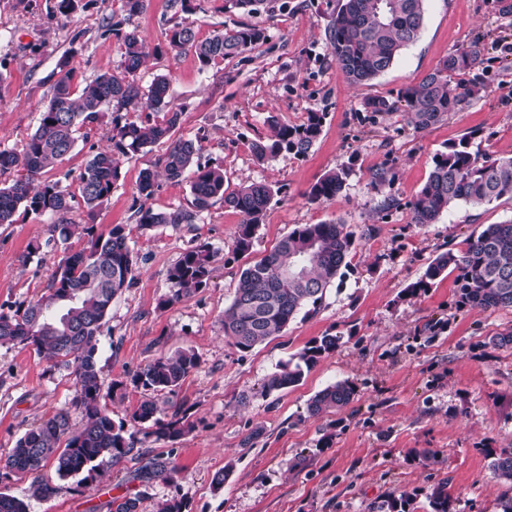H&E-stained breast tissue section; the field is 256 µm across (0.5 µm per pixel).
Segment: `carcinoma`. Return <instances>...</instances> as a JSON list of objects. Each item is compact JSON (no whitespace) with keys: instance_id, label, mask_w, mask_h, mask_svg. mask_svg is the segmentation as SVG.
<instances>
[{"instance_id":"cac0c4a2","label":"carcinoma","mask_w":512,"mask_h":512,"mask_svg":"<svg viewBox=\"0 0 512 512\" xmlns=\"http://www.w3.org/2000/svg\"><path fill=\"white\" fill-rule=\"evenodd\" d=\"M276 0H224V11L274 12ZM144 0H124L122 20L104 24V33L118 32L131 24L143 10ZM425 0H338L330 15L329 43L336 65L352 86L362 85L387 71L400 54L420 36L424 25ZM266 40L264 29L242 25L215 32L199 41L192 26L176 23L166 33L171 51L191 50L205 69L224 59L237 57ZM123 60L118 72H103L75 94V73L68 59L57 62L58 78L50 99L41 112L39 124L29 136L22 153L0 149V174L23 166L25 176L0 186V224L15 223L18 211L46 217L67 242L74 235L87 239L75 252L64 251L47 292L39 299L16 308H0V344L32 346L37 354L71 370L75 380L72 405L84 423L74 429L66 411H58L21 436L5 458L0 470L8 473L38 474L53 463L61 478L99 473L98 460L117 464L133 450L134 437L125 423L114 422L101 405L105 386L98 366L99 336L112 308V301L134 282L138 267L123 224L99 232L93 224H73L67 218L74 196L60 180H39L44 171L62 163L76 146L78 128L97 121L102 112H112V147L91 154L79 175L80 193L89 212L96 211L112 194L119 178L118 156L133 157L157 143H168L161 158L166 179L179 182L192 173L189 207L156 210L148 204L157 189V174L144 169L137 183L135 222L143 230L171 224H193L217 200L241 216L235 249L241 254L252 248L254 235L263 223L277 191L266 182H253L229 194L224 191V170L201 163L202 140L173 137L182 118L174 104L167 74L154 76L144 87L136 73L150 55V47L132 28L123 34ZM484 45L478 41L448 54L419 83L400 91L397 99L372 98L364 102L375 114L388 115L405 103L408 122L426 130L448 117V113L471 104L480 96L484 81L479 66ZM165 112L160 124L149 118H130L145 110ZM270 136L252 144L256 160L265 163L286 151L304 156L321 134L324 114L312 112L300 126L284 124L277 116L266 118ZM351 170L340 166L326 172L311 187L308 199L326 202L339 196ZM512 200V157H480L469 150V142L450 146L440 155L424 186L410 203V223L435 224L440 217L464 202L473 207ZM354 245L345 225L302 224L263 258L241 272L232 302L224 308V337L236 348L249 351L271 336L282 333L289 322L306 307L317 306L326 289L347 265ZM216 253L206 244L186 250L168 270L171 295L166 303L188 299L207 285ZM457 272L455 283L463 306L496 309L512 307V219L489 224L471 237L466 250L437 255L417 284L428 286L447 271ZM71 292L75 303L56 300ZM340 337L325 334L295 354L262 384L261 394L296 385L304 370L336 350ZM200 364L192 350H178L159 357L137 371L135 386L145 391H174ZM354 387L337 382L312 397L307 411L312 416L330 413L348 405ZM135 423H150L152 433L172 440L185 433V414L174 411L165 419L151 399H144L132 413ZM494 476L512 488V448L490 452ZM179 468L171 455L141 456L133 479L149 484L157 479L173 483ZM431 512H453L446 485L431 489ZM140 495L125 494L106 502L108 512H139ZM0 512H28L21 498L0 492Z\"/></svg>"}]
</instances>
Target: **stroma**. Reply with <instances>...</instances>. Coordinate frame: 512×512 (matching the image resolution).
<instances>
[{
  "instance_id": "stroma-1",
  "label": "stroma",
  "mask_w": 512,
  "mask_h": 512,
  "mask_svg": "<svg viewBox=\"0 0 512 512\" xmlns=\"http://www.w3.org/2000/svg\"><path fill=\"white\" fill-rule=\"evenodd\" d=\"M499 0H427L419 39L385 73L349 86L332 57L328 0H285L274 14L225 12L224 0H191L177 14L169 0H144L134 18L140 35L155 47L137 74L172 77L174 102L183 109L177 135L200 137L202 159L224 168V188L266 181L279 187L250 254L235 250L240 215L216 202L198 223L142 230L132 215L141 170L157 166L165 144L122 159L109 199L96 213L79 201V174L93 149L108 144L111 113L76 134L74 151L46 170L62 179L76 200L69 219L105 231L125 225L138 255L139 275L112 303L100 337L98 365L114 384L104 400L114 421L128 420L145 398L133 374L146 363L182 349L200 365L171 393L156 394L162 410L176 406L193 429L177 440L136 433L134 455L120 463L103 460L100 478H58L46 467L56 495L33 494L34 479L0 477V492L24 499L29 512H94L95 506L128 493L141 496L140 512L183 500L185 512H374L384 500L407 493L413 512H428L426 495L448 486L454 512H496L508 491L494 478L488 450L512 447V345L491 336L512 331V307L471 309L458 302L454 275L406 295L440 253L465 251L472 234L512 219V201L472 208L456 206L437 223L411 224L408 204L420 191L437 157L469 139L470 148L494 158L512 156V30L501 28ZM57 0H0V147L21 150L39 123L68 56L76 88L102 72L119 70L123 42L101 33L104 19L121 18L122 0H78L69 16ZM193 26L198 39L240 25L265 29L264 43L243 55L200 70L193 52L165 48L174 22ZM485 43L484 90L447 120L415 129L404 112L372 117L363 106L374 97L396 99L440 60L471 40ZM325 115L322 132L307 155L284 152L260 164L252 153L266 139L268 114L290 125L308 113ZM340 165L352 172L336 199L313 203L311 185ZM387 169L375 184L372 174ZM338 222L355 244L340 277L315 310L298 315L280 335L247 352L224 336L222 316L233 299L242 269L302 224ZM38 244L29 252V244ZM208 244L216 252L211 278L191 298L168 303V270L181 254ZM85 239L61 242L46 218L17 216L0 225V305L43 295L64 251ZM339 336L335 352L305 371L295 386L262 395L265 378L323 334ZM339 381L353 385L341 410L310 416L307 405ZM74 378L33 347L0 345V456L28 429L65 409L73 425ZM172 453L177 482L133 481L140 453ZM230 474L222 488L212 478Z\"/></svg>"
}]
</instances>
